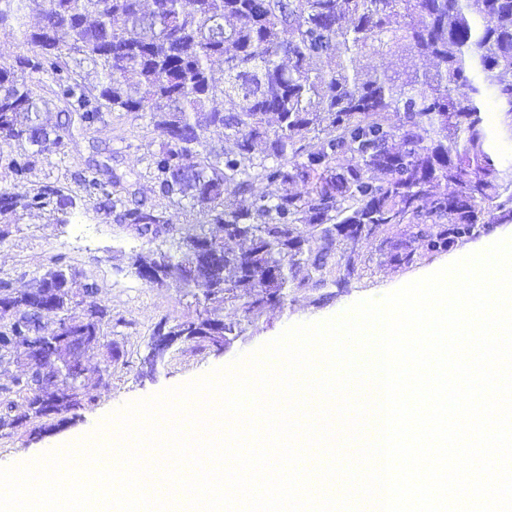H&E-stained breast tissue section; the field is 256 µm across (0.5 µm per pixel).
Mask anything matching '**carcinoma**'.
Instances as JSON below:
<instances>
[{"label":"carcinoma","mask_w":512,"mask_h":512,"mask_svg":"<svg viewBox=\"0 0 512 512\" xmlns=\"http://www.w3.org/2000/svg\"><path fill=\"white\" fill-rule=\"evenodd\" d=\"M2 31L23 53L0 65V138L19 147L4 159L1 215L49 209L69 223L71 195L28 186L38 157L66 155L111 112H139L158 134L148 169L160 195L202 216L174 229L107 161L75 176L118 223L171 242L137 257L139 278L207 288L202 308L156 336L232 345L288 290L346 287L359 245L394 225L407 232L381 244L410 266L512 224V0H0ZM56 103L65 120L49 130L40 113ZM75 277L57 261L24 288L0 280V352L36 372L33 387L16 381L36 417L95 400L59 367L84 366L112 312L43 322L73 308ZM228 305L241 319L224 321Z\"/></svg>","instance_id":"carcinoma-1"}]
</instances>
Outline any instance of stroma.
<instances>
[{"instance_id":"35a3bbf8","label":"stroma","mask_w":512,"mask_h":512,"mask_svg":"<svg viewBox=\"0 0 512 512\" xmlns=\"http://www.w3.org/2000/svg\"><path fill=\"white\" fill-rule=\"evenodd\" d=\"M155 139L148 120L137 114H108L105 125L78 139L67 156H40L30 176L36 183L54 182L74 197L76 208L70 223H54L46 212L9 222L0 216V225L9 226L8 235L0 240V278L19 288L59 261L79 277L95 280L99 286L96 296L81 298L73 311L74 319H83L94 305L108 307L112 312V325L104 329L100 347L88 351L84 357L85 375L96 396L95 402L76 416L68 413L39 418L25 416L24 397L14 396L15 411L24 420L10 434L0 436V468L37 459L68 439L91 431L128 403L228 367L290 326L340 316L358 301L395 290L467 256L476 244L489 242L483 236L449 252L424 257L412 266L398 267L389 261L380 239L367 240L360 246L361 272L347 287L289 290L284 306L268 309L258 326L230 348L218 351L210 346L178 342L168 350L164 362L146 375L140 361L156 325L161 319L173 322L194 311L196 300L177 286L155 288L136 275L134 257L151 253L154 244L141 238L133 227L106 217L97 205L84 200L75 175L86 169L98 151L111 152L113 167L122 173L138 175L135 190L139 198L158 206L171 226L184 228L198 223L199 214L170 204L145 176L147 154ZM110 348L118 354L112 362L106 359Z\"/></svg>"}]
</instances>
